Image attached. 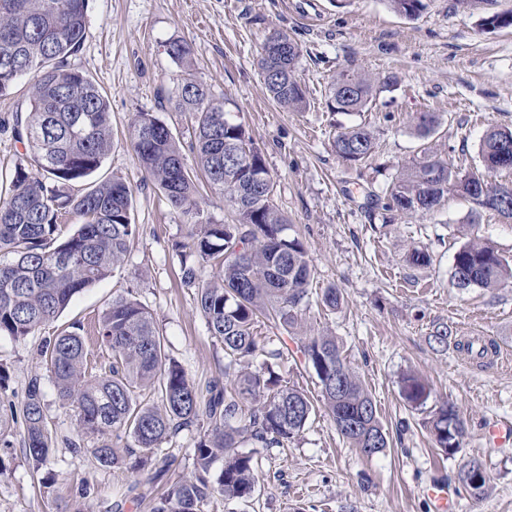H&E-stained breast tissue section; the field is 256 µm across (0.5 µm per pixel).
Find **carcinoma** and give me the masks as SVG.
<instances>
[{
  "instance_id": "1",
  "label": "carcinoma",
  "mask_w": 512,
  "mask_h": 512,
  "mask_svg": "<svg viewBox=\"0 0 512 512\" xmlns=\"http://www.w3.org/2000/svg\"><path fill=\"white\" fill-rule=\"evenodd\" d=\"M396 13L415 17L424 0H386ZM87 37L86 0H0V97L29 79L31 111L18 135L30 152V167L18 166L9 177L7 197L0 201V336L22 342L54 321L83 290L110 277L120 267L137 233L133 196L120 179L83 192L75 184L100 168L112 149L108 96L68 57ZM287 49L266 42L257 67L273 101L300 111L305 89L295 75L298 43L277 33ZM167 55L182 69L175 107L195 117L196 168H187L178 138L148 112L132 117L127 139L147 178L171 205L192 219L190 242L181 252L180 279L196 289L197 308L210 335L224 347V382L200 388L177 363L168 359L164 338L151 311L136 299L118 296L97 324L99 347L107 366L87 373L88 349L75 324L43 341L40 354L61 404L71 411L79 430L97 439L93 454L102 467L132 459L141 468L156 456L164 440L194 427L204 417L208 429L194 448V474L159 498L153 512H202L219 495L226 501L247 500L255 492L254 457L236 451L249 442L262 448L282 447L294 439L317 410L324 409L339 434L367 457L384 452L389 437L376 405L351 368L336 337L296 334L301 307L307 303L313 277L307 250L287 235V218L274 204L275 183L261 150L245 125L224 111L194 72L192 49L183 39L166 43ZM365 77L340 74L333 87L336 109L360 112L373 96ZM417 132L435 131L436 115L414 117ZM332 147L348 163H363L375 153L373 134L355 125L336 134ZM484 174L458 176L441 159H428L395 178L384 201L383 220L429 212L450 192L468 198L475 209L497 213L512 223V195L490 189L488 178L512 171V129L491 127L479 149ZM232 207L234 224L202 221L198 177ZM69 215L79 228L60 238ZM218 267L207 280L203 264ZM457 287L499 288L512 283V265L489 243L469 242L453 258ZM292 334L306 369L320 386L317 406L303 391L282 383L271 366L249 369L257 355L281 359L284 351L266 350L260 324ZM401 396L421 407L428 386L416 375L401 380ZM160 398L163 410L151 403ZM253 406L243 413L241 401ZM22 429L27 458L41 463L53 437L45 411L43 375H31L20 406L0 402V447ZM437 448L455 454L464 423L452 405L441 406L431 420ZM127 438V457L112 448V438ZM217 475L211 470L217 462ZM488 474L471 461L459 481L475 498L483 495Z\"/></svg>"
}]
</instances>
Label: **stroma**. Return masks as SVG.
Returning a JSON list of instances; mask_svg holds the SVG:
<instances>
[{
    "label": "stroma",
    "mask_w": 512,
    "mask_h": 512,
    "mask_svg": "<svg viewBox=\"0 0 512 512\" xmlns=\"http://www.w3.org/2000/svg\"><path fill=\"white\" fill-rule=\"evenodd\" d=\"M408 18L385 0H87V37L70 62L107 94L112 150L86 185L118 177L131 188L139 228L121 268L76 295L60 317L19 343L0 336V364L10 374L11 398L21 402L31 374L43 371L39 349L61 326L84 328L129 294L152 312L171 359L199 385L224 376V348L212 338L196 308L195 291L182 287L178 244L189 227L148 180L127 142L134 113L149 112L178 138L187 167H194L191 113L174 109L179 67L165 51L169 40H187L197 77L226 111L238 113L260 148L275 181V203L292 233L303 241L314 278L302 328L336 336L378 408L389 448L363 457L317 414L287 446L241 453L258 460L256 487L246 501L213 499L204 512H435L429 489L456 493L454 512H512V442L494 429L512 426V284L457 288L454 253L474 240L490 241L512 262V223L492 211H473L450 193L427 213L394 224L372 214L392 179L430 157L447 160L465 175L480 167V139L488 126L512 129V28L488 30L481 17L512 11V0H424ZM288 33L300 46L295 74L307 105L292 112L269 97L258 73L265 39ZM370 78L372 100L359 112L329 106L340 73ZM397 76L394 86L385 85ZM30 110L27 83L0 98V176L30 159L15 135L17 117ZM438 116L434 133L417 134L410 118ZM364 125L376 137V153L362 165L342 162L332 141L342 128ZM431 257L408 263L412 250ZM336 286L342 304L326 309L321 296ZM448 328V345L437 329ZM479 339L497 353L478 359L460 347ZM430 387L420 408L400 394L406 373ZM44 402L54 448L33 465L20 437L0 450V512H152L158 497L192 472L193 449L204 433L196 426L167 438L161 455L170 469L153 464L135 472L100 466L52 381ZM453 403L466 424L453 456L435 446L428 420ZM81 452H74L73 443ZM483 462L489 481L472 497L458 476L470 460Z\"/></svg>",
    "instance_id": "stroma-1"
}]
</instances>
